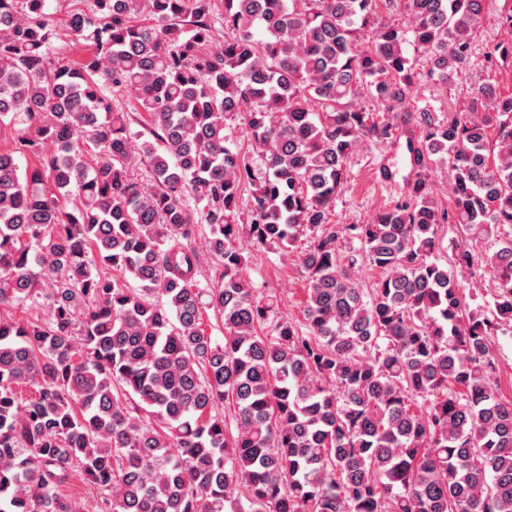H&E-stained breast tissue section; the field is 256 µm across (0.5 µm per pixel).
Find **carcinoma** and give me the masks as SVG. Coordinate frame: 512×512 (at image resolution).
Wrapping results in <instances>:
<instances>
[{"label": "carcinoma", "mask_w": 512, "mask_h": 512, "mask_svg": "<svg viewBox=\"0 0 512 512\" xmlns=\"http://www.w3.org/2000/svg\"><path fill=\"white\" fill-rule=\"evenodd\" d=\"M482 12L224 0L218 44L211 0H94L69 18L89 56L56 66L48 0H0V131H28L0 151V305L49 308L40 323L0 316V512H82L61 494L77 470L98 512H242V486L249 512H512V400L491 384L492 337L512 327V239L437 258L444 223L475 242L512 227V94L485 78L459 113L408 109L422 72L446 85L465 70ZM115 90L134 111L112 110ZM365 92L396 115L359 107ZM237 112L251 152L224 134ZM408 125L401 201L369 224L332 223L361 140L395 145ZM137 153L149 187L131 175ZM19 155L38 166L21 171ZM433 164L453 171L450 213ZM190 198L224 264L213 288L186 243ZM305 230L306 332L254 296L233 247L242 232L289 247ZM360 262L380 272L367 293ZM482 268L497 284L489 312L457 278ZM206 307L222 343L200 327ZM18 386L34 395L18 400Z\"/></svg>", "instance_id": "cac0c4a2"}]
</instances>
